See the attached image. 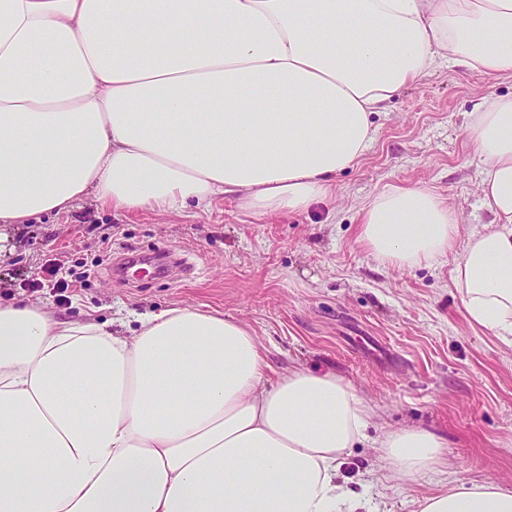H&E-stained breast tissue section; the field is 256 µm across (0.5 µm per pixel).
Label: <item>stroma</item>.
<instances>
[{"label":"stroma","mask_w":512,"mask_h":512,"mask_svg":"<svg viewBox=\"0 0 512 512\" xmlns=\"http://www.w3.org/2000/svg\"><path fill=\"white\" fill-rule=\"evenodd\" d=\"M512 78L439 65L375 116V141L336 178V199L297 214L254 216L228 196L183 214L122 213L79 204L15 226L0 247V299L42 300L57 313L105 322L192 306L247 324L279 372L333 370L375 407L376 425L344 472L370 486L374 512H419L438 482L390 488L377 439L425 427L448 440V477L512 484V345L468 325L452 282L456 254L396 268L358 242L359 209L389 184L432 188L455 201L463 224L482 228L478 160L465 114L487 96H511ZM165 250L192 263L161 279L130 258ZM58 268L70 287L44 279Z\"/></svg>","instance_id":"stroma-1"}]
</instances>
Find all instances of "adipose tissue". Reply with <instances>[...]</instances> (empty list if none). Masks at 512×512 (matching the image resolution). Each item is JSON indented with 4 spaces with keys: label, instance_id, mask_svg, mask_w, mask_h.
<instances>
[{
    "label": "adipose tissue",
    "instance_id": "obj_1",
    "mask_svg": "<svg viewBox=\"0 0 512 512\" xmlns=\"http://www.w3.org/2000/svg\"><path fill=\"white\" fill-rule=\"evenodd\" d=\"M443 62L512 74V0H0V227L88 199L307 210L370 148L379 108ZM466 134L492 223L462 232L434 190L393 184L358 240L399 267L459 251L468 323L512 345V96L478 101ZM136 323L0 302V512H370L340 479L376 419L351 382L273 372L217 310ZM378 444L402 488L448 462L424 428ZM420 512H512V488L459 481Z\"/></svg>",
    "mask_w": 512,
    "mask_h": 512
}]
</instances>
